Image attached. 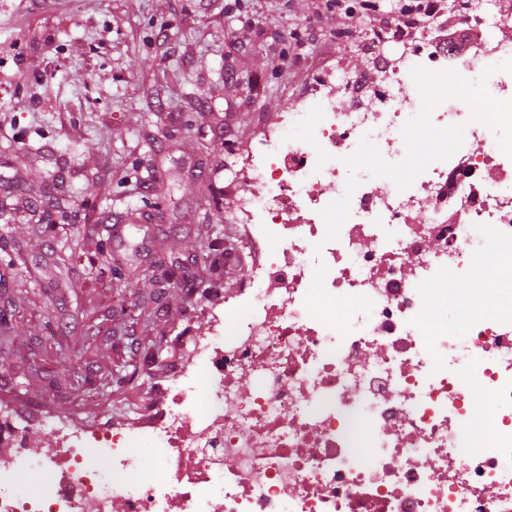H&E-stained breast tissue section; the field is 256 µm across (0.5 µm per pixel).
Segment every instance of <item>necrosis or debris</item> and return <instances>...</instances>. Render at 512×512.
Here are the masks:
<instances>
[{
	"instance_id": "necrosis-or-debris-1",
	"label": "necrosis or debris",
	"mask_w": 512,
	"mask_h": 512,
	"mask_svg": "<svg viewBox=\"0 0 512 512\" xmlns=\"http://www.w3.org/2000/svg\"><path fill=\"white\" fill-rule=\"evenodd\" d=\"M512 0H468L451 51L438 13L419 35L372 28L377 78L331 69L345 97L315 88L262 126L232 173L240 221L259 249L249 285L209 298L192 359L136 425L101 429L50 415V443L31 451L12 409L0 408V512H512V309L467 303L451 280L493 253L512 254V158L464 101L439 104L436 126L464 127L462 146L403 191L362 176L338 240L320 215L345 190L343 156L362 136L400 161L404 123L420 109L410 70L451 69L477 80L512 59L500 38ZM316 145L289 137L314 106ZM331 161L317 166V149ZM420 222H413V215ZM326 291L363 296L349 334L312 317L305 297L317 263ZM465 319L448 324L449 310ZM251 372L254 384L239 380ZM495 400L479 416L469 377ZM41 472L46 489L22 476Z\"/></svg>"
}]
</instances>
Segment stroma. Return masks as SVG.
I'll use <instances>...</instances> for the list:
<instances>
[{"mask_svg":"<svg viewBox=\"0 0 512 512\" xmlns=\"http://www.w3.org/2000/svg\"><path fill=\"white\" fill-rule=\"evenodd\" d=\"M403 3L377 0L363 24L322 0H0V184L13 193L0 269L14 274L19 333L0 351V406L28 448L46 447L47 412L110 424L149 414L190 358L186 337L208 326L204 296L173 288L156 305V262L180 261L190 282L219 275L227 294L245 286L255 256L232 221L225 161L315 83L338 89L336 60L373 74L365 30ZM199 172L211 194L197 192ZM55 204L63 223L40 222ZM211 234L234 245L216 273L199 249ZM66 237L79 248L61 271L53 252Z\"/></svg>","mask_w":512,"mask_h":512,"instance_id":"obj_1","label":"stroma"}]
</instances>
